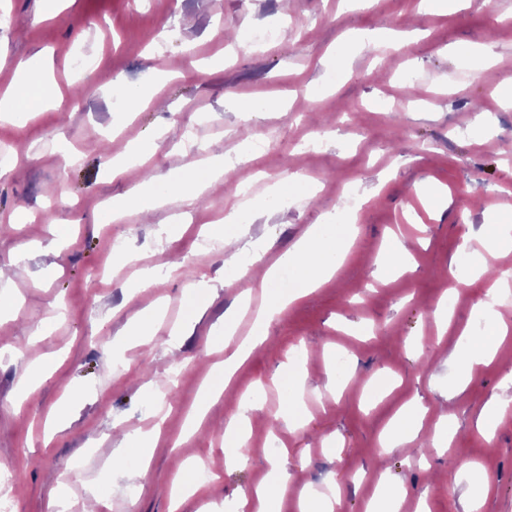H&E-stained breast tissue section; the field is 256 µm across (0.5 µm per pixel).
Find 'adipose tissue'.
I'll return each mask as SVG.
<instances>
[{"mask_svg": "<svg viewBox=\"0 0 512 512\" xmlns=\"http://www.w3.org/2000/svg\"><path fill=\"white\" fill-rule=\"evenodd\" d=\"M55 90L47 77V66L39 60L19 65L13 89L0 96V116H23L40 111L43 107H58ZM224 176L223 159L208 160L204 167L194 171L192 181L174 178L168 181L165 194H157L153 185L141 182L132 187L121 198L113 200L111 216L121 221L130 209L147 212L163 207L171 199H188L205 192ZM344 259V252L335 241L326 237L320 228H309L295 248L281 253L265 266L264 279H271L281 269L293 271L303 293H310L335 278ZM497 290H490L481 303L480 317L483 321L481 333L466 337L465 350L458 362V376L454 391H464L474 366L493 360L504 345L507 332L511 330L504 322L499 310ZM428 409L418 400L403 404L387 423L380 435L385 448H406L419 437Z\"/></svg>", "mask_w": 512, "mask_h": 512, "instance_id": "obj_1", "label": "adipose tissue"}]
</instances>
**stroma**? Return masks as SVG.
<instances>
[{
    "mask_svg": "<svg viewBox=\"0 0 512 512\" xmlns=\"http://www.w3.org/2000/svg\"><path fill=\"white\" fill-rule=\"evenodd\" d=\"M414 0H372L353 11L346 0H62L43 17L44 0H0V87L20 63L46 57L63 98L26 124L0 123V269L11 277V309L0 317V466L14 475V512H54L63 492L85 512L88 489L104 483L94 512H168L180 461L212 459L217 480L200 483L179 512H235L241 492L275 488L273 459L293 482L280 512H299L301 491L338 487L335 512H364L379 481L407 489L406 504L430 512H468L470 486L488 482L479 512H512V413L493 440L477 426L491 396L512 406L504 362L477 367L465 391L449 396L464 329L480 323L478 306L495 282L469 270L462 251L500 223L512 195V109L499 87L512 79V0L490 8L429 15L424 34L392 48L388 32L416 24ZM272 32L250 40L251 32ZM97 59L98 77L82 79L77 57ZM337 73L335 84L326 77ZM103 76L157 90V104H130ZM166 138L156 156L112 178L100 149L122 151L127 139ZM267 142L260 153L248 150ZM245 158L261 172L251 196L226 187L151 215L109 221L113 197L137 182L164 192L169 176L204 157ZM240 213L229 234L248 250L229 257L201 247L202 229ZM31 222L19 223L21 213ZM184 219L183 233L159 245L162 225ZM324 225L352 245L336 281L275 316L266 340L236 371L231 389L215 364L224 358V318L240 294L252 305L278 296L256 279L237 278L261 254L276 257L306 229ZM71 240L55 253V230ZM409 253L403 274L379 276L373 260L392 246ZM154 288L128 299L139 269ZM449 299L448 324L437 303ZM160 306L157 344L125 345L127 324ZM52 319L37 344L29 324ZM57 369L22 403L13 395L26 370L45 354ZM223 388L198 429L187 416L203 385ZM76 396L69 422L46 438L48 414ZM260 409L247 439L246 463L224 464V429L241 396ZM419 397L429 414L413 447L381 449L394 413ZM306 403L303 425L285 422L292 402ZM457 423L452 444L431 447L438 415ZM164 418L148 463L106 471L123 437L114 423L151 429ZM475 462L460 472L454 460Z\"/></svg>",
    "mask_w": 512,
    "mask_h": 512,
    "instance_id": "obj_1",
    "label": "stroma"
}]
</instances>
